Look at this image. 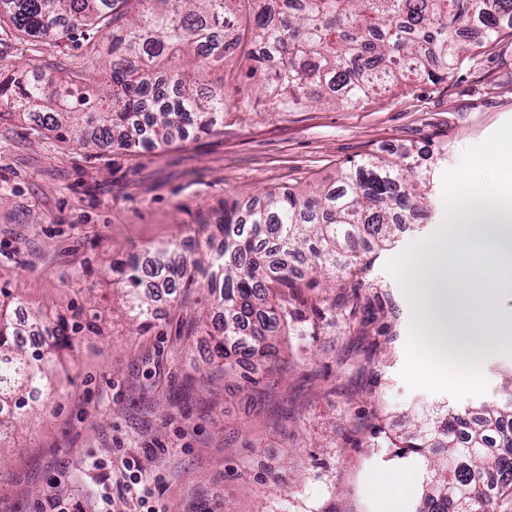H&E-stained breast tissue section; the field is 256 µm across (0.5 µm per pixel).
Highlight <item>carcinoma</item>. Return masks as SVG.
<instances>
[{"instance_id": "carcinoma-1", "label": "carcinoma", "mask_w": 512, "mask_h": 512, "mask_svg": "<svg viewBox=\"0 0 512 512\" xmlns=\"http://www.w3.org/2000/svg\"><path fill=\"white\" fill-rule=\"evenodd\" d=\"M130 0H13L9 21L32 39L52 38L57 23L73 33L90 26L118 27L112 40L111 82L97 84L95 64L57 78L40 68L0 79V108L29 120L62 141L85 148L130 150L128 128L138 120L159 146L172 130L210 134L224 125V93L204 86L175 58H195L215 69L240 21L236 0H137L141 15L124 21ZM252 16L257 51L245 59L251 73H270L282 94L276 109L288 112L308 102L350 108L373 96L416 81L451 77L462 59L459 27L477 30L474 42L497 39L512 22V0H255ZM403 148L398 157L370 155L339 170L330 183L309 190L270 191L262 203L243 209L224 203L215 229L204 241L171 242L142 258L137 252L112 264V283L123 290L138 328L152 327L153 299L146 281L161 278L171 291L191 288L196 274L211 269L208 287L220 307L221 334L214 352L224 374L240 357H258L269 372L288 370V357L263 346V339L296 325L286 292L306 295L312 309L325 301L321 281L331 288H372L363 279L364 256L395 242L401 225L415 223L428 207L432 169ZM22 302L0 289V442L35 410L33 394L47 388L48 368L58 351L81 334L99 332L82 305L72 319L42 309L31 325L51 322L32 346L25 326L13 318ZM382 443L401 449L398 458L423 467L417 512H512V458L491 452L512 448V404L448 409L431 419L417 414L414 428ZM500 472V485H487V469Z\"/></svg>"}]
</instances>
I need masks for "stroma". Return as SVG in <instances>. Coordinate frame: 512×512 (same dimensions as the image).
I'll use <instances>...</instances> for the list:
<instances>
[{"instance_id":"stroma-1","label":"stroma","mask_w":512,"mask_h":512,"mask_svg":"<svg viewBox=\"0 0 512 512\" xmlns=\"http://www.w3.org/2000/svg\"><path fill=\"white\" fill-rule=\"evenodd\" d=\"M0 7V60L22 69L54 64L108 69L111 30L60 32L33 41ZM242 41L213 71L223 82L221 132L143 143L138 152L97 154L0 119V288L27 309L70 314L93 308L101 333L82 340L50 374L39 416L0 452V512H35L58 482L86 499L108 485L101 462L126 449L160 476L165 512H416L418 466L373 447V435L401 431L414 409H459L512 400V348L486 355L487 390L455 399L412 390L400 377L411 307L385 263L441 224L443 176L463 152L512 120V36L468 47L454 75L392 91L360 108L318 104L275 109L267 79L247 77ZM406 144L439 151L425 223L393 247L368 253L372 285L358 289L369 332H346L342 307L311 309L293 299L307 333L288 339V370L264 379V401L237 391L212 361L214 298L206 280L177 292L197 327L179 324L173 302L154 301L152 330L137 334L107 275L115 259L196 236L223 200L262 202L271 189L322 182L347 162L396 153ZM90 267L94 290L76 280ZM89 280V281H90ZM176 299V300H177ZM406 483L378 491L381 477Z\"/></svg>"}]
</instances>
